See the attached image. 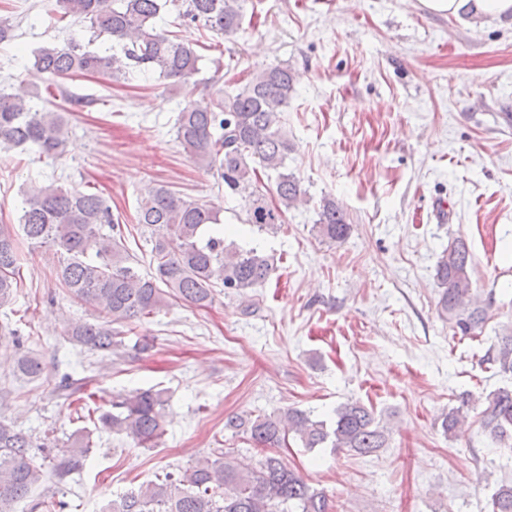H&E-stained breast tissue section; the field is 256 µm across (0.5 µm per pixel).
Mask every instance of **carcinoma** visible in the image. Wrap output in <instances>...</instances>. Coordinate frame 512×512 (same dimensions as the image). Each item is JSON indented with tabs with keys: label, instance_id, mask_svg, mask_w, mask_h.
Listing matches in <instances>:
<instances>
[{
	"label": "carcinoma",
	"instance_id": "1",
	"mask_svg": "<svg viewBox=\"0 0 512 512\" xmlns=\"http://www.w3.org/2000/svg\"><path fill=\"white\" fill-rule=\"evenodd\" d=\"M177 0H55L54 11L63 20L78 18L92 34H107L122 44V54L91 50L71 39L51 43L34 52L36 68L55 78L102 75L115 81L128 72L155 74L181 89L200 72L198 42L159 28L157 19L167 4ZM246 0H182L176 19L236 36L243 30ZM291 70L270 65L252 73L234 93L208 103L189 100L175 122L179 144L200 167L217 175L224 188L245 203L247 223L259 232H275L285 213L303 195L286 160L293 150L280 124V114L294 94ZM34 92L19 94L0 87V152L31 145L39 153L60 156L67 144L61 113L45 110ZM274 186L261 184V175ZM138 224L150 247L145 275L136 269L126 247L121 224L115 222L109 202L97 193L67 189L54 183H34L25 193L19 226L30 243L48 246L58 255L57 277L74 298L99 311L102 320L80 322L68 328L70 339L89 352H110L122 346L123 331L114 328L152 315L172 292L199 307L211 303L213 289L242 294L266 282L274 273L270 256L255 249L226 243L220 209L190 199L165 185L149 186L138 200ZM315 228L324 242L336 243L350 232L347 213L330 197H323ZM472 254L457 237L439 257L436 277L441 292L440 316L454 332L476 336L489 318L492 302L479 300L472 288ZM20 287V258L11 230L0 225V308L11 304ZM501 374L512 375V332L501 337L486 356ZM19 371L41 376L42 362L18 359ZM484 405L480 425L492 439H512V385L480 397ZM167 400L154 387L114 400L98 413L95 428L123 434L147 447L164 434ZM225 426L242 431L258 448H278L288 436L305 448L347 449L368 456L384 447L389 437L373 409L347 403L336 409V420L312 417L288 409L255 418L231 417ZM462 409L442 417L445 435L462 431ZM92 432L80 429L66 448L50 458L51 476L62 481L82 469L92 447ZM31 435L0 422V512H15L45 476V463L33 453ZM492 512H512V485L498 486L491 496ZM102 512H333L327 497L313 490L275 456L254 465L224 452L211 461L201 459L184 470L168 472L160 482L138 488L107 502Z\"/></svg>",
	"mask_w": 512,
	"mask_h": 512
}]
</instances>
